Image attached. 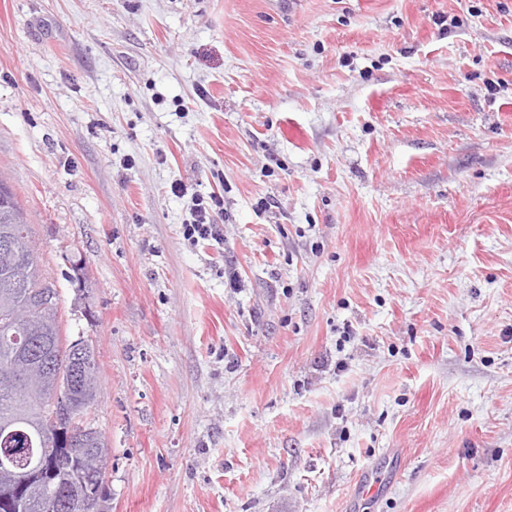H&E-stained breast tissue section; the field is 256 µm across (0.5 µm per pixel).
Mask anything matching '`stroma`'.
<instances>
[{
    "label": "stroma",
    "instance_id": "35a3bbf8",
    "mask_svg": "<svg viewBox=\"0 0 512 512\" xmlns=\"http://www.w3.org/2000/svg\"><path fill=\"white\" fill-rule=\"evenodd\" d=\"M0 176L108 512H512V0H0ZM191 220L183 224V237L191 244L200 240L224 239L220 224H216V216L224 209L223 196L215 192L202 193L196 188L191 189ZM85 389H88V392H90V393H93L94 391H96L94 394L95 400L89 404H82L81 406L78 407L79 410L77 411V413L74 417V423L77 427L85 426L86 428H93L87 424L84 425V422L82 421V417H83L85 411L89 407L93 406L98 401V398L100 397L101 370H100V366H98V364H97V367L94 368L87 376L86 381H85ZM93 429L95 430V432H98L102 436L101 432H99L96 428H93Z\"/></svg>",
    "mask_w": 512,
    "mask_h": 512
}]
</instances>
